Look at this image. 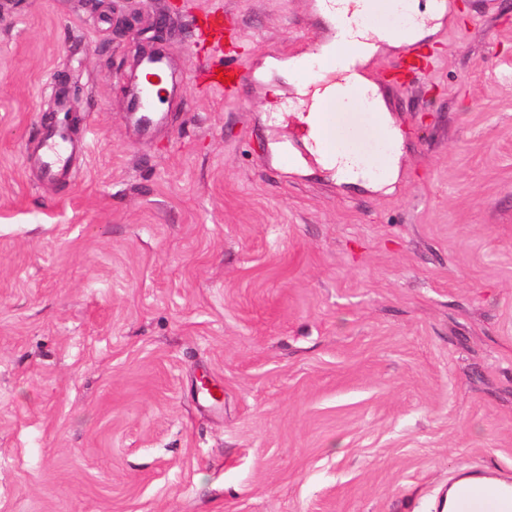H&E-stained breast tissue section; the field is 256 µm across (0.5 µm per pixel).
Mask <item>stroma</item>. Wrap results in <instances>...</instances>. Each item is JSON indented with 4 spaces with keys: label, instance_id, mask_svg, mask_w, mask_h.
I'll use <instances>...</instances> for the list:
<instances>
[{
    "label": "stroma",
    "instance_id": "stroma-1",
    "mask_svg": "<svg viewBox=\"0 0 512 512\" xmlns=\"http://www.w3.org/2000/svg\"><path fill=\"white\" fill-rule=\"evenodd\" d=\"M215 7L233 103L196 79ZM331 35L314 0H0V512H440L512 480V0H447L406 84L403 48L370 60L381 187L317 162L272 66ZM67 114L51 183L29 155ZM168 61L165 53L156 50L143 58L141 61V72L149 85H153V78L162 79L167 74ZM216 69H220V71L223 72L224 77L231 75L233 80L230 82H222V79L216 80V77L218 76ZM247 80L248 75L243 70L242 65L233 59L223 60L221 58L206 74V81L209 86L224 89L225 97H239ZM138 97L132 104L131 113L135 116V124L142 136L150 138L154 130L165 123L167 112L159 106V94H152L149 86L138 88Z\"/></svg>",
    "mask_w": 512,
    "mask_h": 512
}]
</instances>
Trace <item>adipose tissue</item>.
I'll use <instances>...</instances> for the list:
<instances>
[{
    "label": "adipose tissue",
    "instance_id": "adipose-tissue-1",
    "mask_svg": "<svg viewBox=\"0 0 512 512\" xmlns=\"http://www.w3.org/2000/svg\"><path fill=\"white\" fill-rule=\"evenodd\" d=\"M403 7L412 19V26L405 31L391 30L367 23V16L376 14L380 6L377 0H334L333 4L322 6L320 14L336 34L325 45L328 53L347 55L351 69L343 82L327 85L323 91L315 93L314 103L303 121L310 128L309 138L318 141L323 131L320 127L322 113L333 111L342 103L356 104L353 89L359 88L364 93H376V86L368 80L363 69L378 51L380 44L392 46L404 45L407 41L417 39L424 32L426 24L441 19L434 0H405Z\"/></svg>",
    "mask_w": 512,
    "mask_h": 512
}]
</instances>
